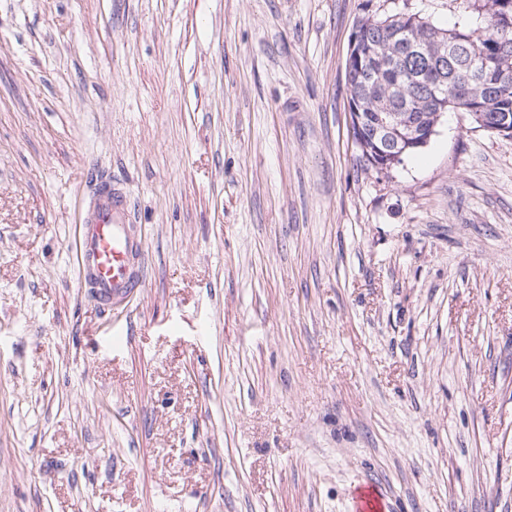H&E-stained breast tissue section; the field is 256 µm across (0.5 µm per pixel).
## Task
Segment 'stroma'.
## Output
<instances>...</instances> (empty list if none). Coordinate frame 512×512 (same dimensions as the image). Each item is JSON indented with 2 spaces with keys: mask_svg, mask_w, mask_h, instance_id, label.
<instances>
[{
  "mask_svg": "<svg viewBox=\"0 0 512 512\" xmlns=\"http://www.w3.org/2000/svg\"><path fill=\"white\" fill-rule=\"evenodd\" d=\"M454 0H0V512H512V138L351 131L358 20ZM146 233L98 309L100 179ZM145 242L128 193L110 182L96 189L75 252L82 284L105 309L143 288Z\"/></svg>",
  "mask_w": 512,
  "mask_h": 512,
  "instance_id": "35a3bbf8",
  "label": "stroma"
}]
</instances>
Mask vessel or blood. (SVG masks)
<instances>
[{
    "label": "vessel or blood",
    "instance_id": "obj_1",
    "mask_svg": "<svg viewBox=\"0 0 512 512\" xmlns=\"http://www.w3.org/2000/svg\"><path fill=\"white\" fill-rule=\"evenodd\" d=\"M144 250L128 193L101 183L91 211L78 227L75 252L81 281L102 307L142 288Z\"/></svg>",
    "mask_w": 512,
    "mask_h": 512
}]
</instances>
